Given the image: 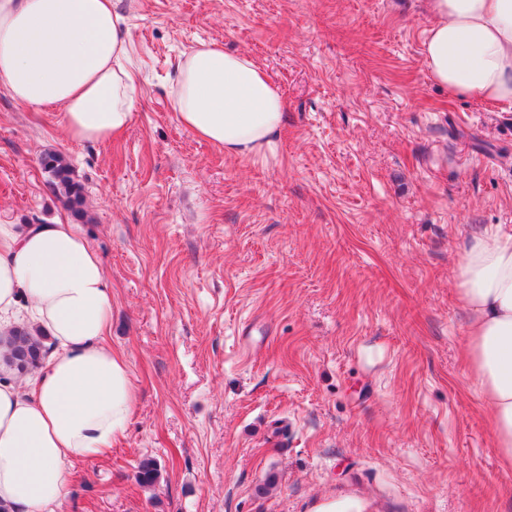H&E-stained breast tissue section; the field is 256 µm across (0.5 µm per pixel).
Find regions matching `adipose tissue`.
<instances>
[{
    "label": "adipose tissue",
    "mask_w": 512,
    "mask_h": 512,
    "mask_svg": "<svg viewBox=\"0 0 512 512\" xmlns=\"http://www.w3.org/2000/svg\"><path fill=\"white\" fill-rule=\"evenodd\" d=\"M423 61L452 95L512 106V0H426ZM117 0H0V86L57 110L74 141L103 142L139 103ZM171 100L181 124L236 157L259 155L288 101L251 58L210 42L185 53ZM470 315L467 375L491 409L512 467V233L473 234L455 267ZM112 295L97 254L71 224H0V334L20 325L54 344L25 382L0 366V506L56 512L73 459L104 456L130 421L127 363L105 343Z\"/></svg>",
    "instance_id": "obj_1"
}]
</instances>
